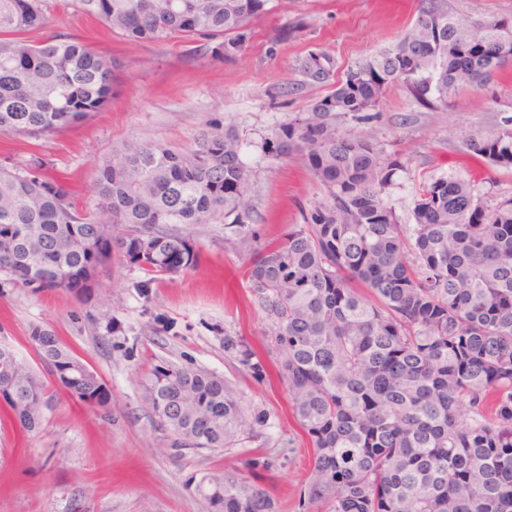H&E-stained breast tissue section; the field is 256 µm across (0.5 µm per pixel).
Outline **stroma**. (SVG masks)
<instances>
[{
    "label": "stroma",
    "instance_id": "stroma-1",
    "mask_svg": "<svg viewBox=\"0 0 512 512\" xmlns=\"http://www.w3.org/2000/svg\"><path fill=\"white\" fill-rule=\"evenodd\" d=\"M49 21L31 42L76 38L112 60L110 104L88 120L28 139L0 135V166L23 167L39 158L47 173L93 202L96 162L132 138L173 148L190 146L207 125L236 131L255 182L259 241L284 239L302 214L325 197L299 154L275 159L262 145L279 126L305 111L325 86L296 95L281 89L309 51H324L347 66L395 43L413 24L419 0H269L250 22L251 35L234 56L213 55L214 40L128 41L96 19L62 11L46 0ZM512 116V77L485 89H465L448 106L428 109L392 84L368 120L342 121L344 131L367 136L383 156H399L403 171L389 190L400 223L410 221L424 177H475L481 192L512 195V168L490 170L463 151L464 138ZM198 261L183 274L150 279L113 254L101 276L107 298L83 300L63 290L0 283V342L38 364L27 339L31 325L54 331L112 392V405L88 407L57 392L37 434L26 436L0 420V512H205L194 479L208 471L248 473L257 455L275 458L257 481L279 512H300L299 492L312 456L290 408L288 386L271 349V324L244 278L250 253L235 228L190 227ZM244 337L267 367L256 379L224 351L225 336ZM161 362L201 367L221 376L242 404L271 416L265 445L247 452L176 454L159 446L160 429L142 400L148 371Z\"/></svg>",
    "mask_w": 512,
    "mask_h": 512
}]
</instances>
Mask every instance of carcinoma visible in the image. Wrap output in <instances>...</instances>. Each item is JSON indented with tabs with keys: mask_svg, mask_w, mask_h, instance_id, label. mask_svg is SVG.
<instances>
[{
	"mask_svg": "<svg viewBox=\"0 0 512 512\" xmlns=\"http://www.w3.org/2000/svg\"><path fill=\"white\" fill-rule=\"evenodd\" d=\"M269 0H71L126 39L219 40L235 55ZM48 23L45 0H0V134L42 137L88 119L112 99V61L78 40L30 42ZM512 65V17L473 22L448 0H424L392 46L347 67L310 51L283 93L331 85L275 131L264 150L300 153L326 198L280 242L263 244L247 270L294 415L312 453L302 512H512V196L492 199L466 178L424 180L401 224L388 190L403 170L339 121L375 109L390 83L436 108L460 89H482ZM476 162L512 167V116L469 135ZM36 160L0 168V275L18 287L104 297L100 274L116 250L152 279L194 267L180 225L228 224L248 236L251 171L232 130L203 132L175 150L129 140L94 169L97 202L83 207ZM29 341L52 384L86 406L112 393L51 330ZM224 351L256 377L261 361L242 337ZM0 406L39 432L54 391L0 343ZM142 398L161 447L211 453L245 447L271 427L224 379L156 364ZM205 512H278L249 477L204 473Z\"/></svg>",
	"mask_w": 512,
	"mask_h": 512,
	"instance_id": "cac0c4a2",
	"label": "carcinoma"
}]
</instances>
